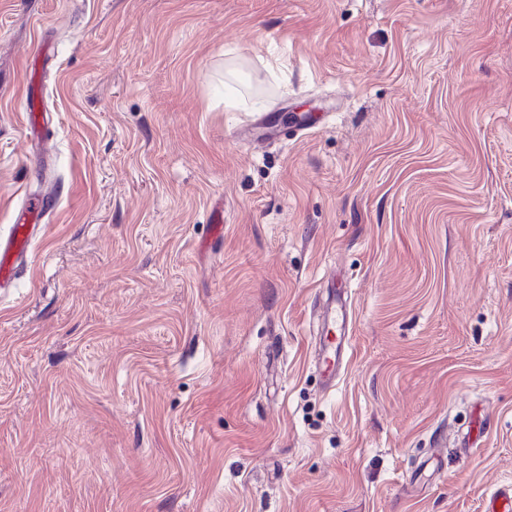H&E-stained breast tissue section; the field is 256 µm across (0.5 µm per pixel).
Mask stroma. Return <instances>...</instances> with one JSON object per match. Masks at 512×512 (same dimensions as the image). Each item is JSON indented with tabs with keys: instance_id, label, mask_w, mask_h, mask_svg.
I'll return each mask as SVG.
<instances>
[{
	"instance_id": "obj_1",
	"label": "stroma",
	"mask_w": 512,
	"mask_h": 512,
	"mask_svg": "<svg viewBox=\"0 0 512 512\" xmlns=\"http://www.w3.org/2000/svg\"><path fill=\"white\" fill-rule=\"evenodd\" d=\"M48 194L0 288V512L512 485V0H0V234ZM31 83H28L25 87L23 99L25 102L26 112L28 114V121L25 127L26 137H32L36 133L38 126L49 119L48 112H42L40 110V101L42 95L36 93L31 88Z\"/></svg>"
}]
</instances>
